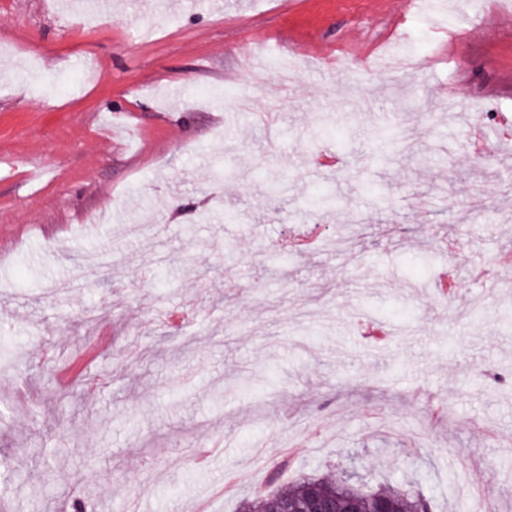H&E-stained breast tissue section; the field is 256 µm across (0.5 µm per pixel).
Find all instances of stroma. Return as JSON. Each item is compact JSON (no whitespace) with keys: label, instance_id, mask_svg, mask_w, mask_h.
I'll list each match as a JSON object with an SVG mask.
<instances>
[{"label":"stroma","instance_id":"1","mask_svg":"<svg viewBox=\"0 0 512 512\" xmlns=\"http://www.w3.org/2000/svg\"><path fill=\"white\" fill-rule=\"evenodd\" d=\"M509 13L112 0L80 30L64 0H0V512H237L282 455V487L332 472L480 512L495 486L512 512V278L469 273L512 246ZM319 192L337 207L307 210Z\"/></svg>","mask_w":512,"mask_h":512}]
</instances>
